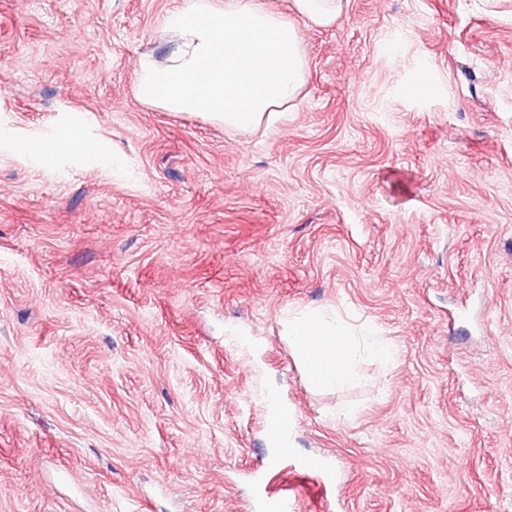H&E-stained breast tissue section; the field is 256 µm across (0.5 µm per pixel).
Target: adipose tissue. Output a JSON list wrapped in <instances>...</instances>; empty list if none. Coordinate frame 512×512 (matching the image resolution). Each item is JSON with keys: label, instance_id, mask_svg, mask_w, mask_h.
Returning <instances> with one entry per match:
<instances>
[{"label": "adipose tissue", "instance_id": "ef3b65f1", "mask_svg": "<svg viewBox=\"0 0 512 512\" xmlns=\"http://www.w3.org/2000/svg\"><path fill=\"white\" fill-rule=\"evenodd\" d=\"M345 0H290L289 13L266 0H180L164 19L169 50L164 62L143 57L134 94L143 104L250 131L285 117L307 76L303 26L335 25ZM285 333L308 383L333 389L350 381L351 339L359 337L379 362L391 345L367 324L311 309L289 315ZM316 343L305 342L306 333Z\"/></svg>", "mask_w": 512, "mask_h": 512}]
</instances>
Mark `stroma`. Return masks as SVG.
<instances>
[{
    "instance_id": "obj_1",
    "label": "stroma",
    "mask_w": 512,
    "mask_h": 512,
    "mask_svg": "<svg viewBox=\"0 0 512 512\" xmlns=\"http://www.w3.org/2000/svg\"><path fill=\"white\" fill-rule=\"evenodd\" d=\"M176 3L0 0V512H512V0H348L247 132L136 99ZM314 307L391 362L310 389ZM294 424L293 415L288 411L282 413L278 418H272L267 414L265 425V437L268 448H271V458L275 461L288 459L290 448L284 441L283 436Z\"/></svg>"
}]
</instances>
